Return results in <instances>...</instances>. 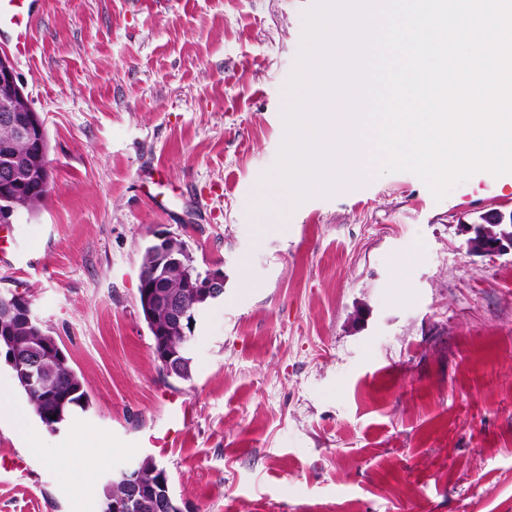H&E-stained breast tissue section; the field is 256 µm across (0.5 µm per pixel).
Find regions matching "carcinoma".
<instances>
[{
    "instance_id": "carcinoma-1",
    "label": "carcinoma",
    "mask_w": 512,
    "mask_h": 512,
    "mask_svg": "<svg viewBox=\"0 0 512 512\" xmlns=\"http://www.w3.org/2000/svg\"><path fill=\"white\" fill-rule=\"evenodd\" d=\"M49 189H39L31 195L18 200L20 211L32 214L48 195ZM481 223L475 225L469 239L477 246L484 247L504 238L512 239V217L509 222H501L495 212L480 215ZM7 324L12 328L9 336L0 335V350H5L8 362L17 386L26 395L35 415L45 427L54 432L66 421L76 407L85 409L89 396L81 377L70 365L55 336L38 325L34 329L25 321L13 316ZM153 341L154 353L165 349L181 355L183 364L175 372L174 378L187 381L192 377V357L185 347L192 343L193 337L181 336L175 330L157 333L166 326L163 316L155 320H146ZM56 419H51V416ZM144 482L157 490L167 500V512H182L175 498L169 476L164 467L147 456L139 462ZM102 512H112V504L128 496V486L123 477L118 476L104 484Z\"/></svg>"
}]
</instances>
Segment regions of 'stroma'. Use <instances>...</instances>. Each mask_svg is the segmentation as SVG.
Segmentation results:
<instances>
[{"instance_id":"obj_1","label":"stroma","mask_w":512,"mask_h":512,"mask_svg":"<svg viewBox=\"0 0 512 512\" xmlns=\"http://www.w3.org/2000/svg\"><path fill=\"white\" fill-rule=\"evenodd\" d=\"M314 0H46L17 71L44 123L49 193L0 248L90 398L59 431L0 422V512H101L153 457L182 512H512V254L465 225L512 212V174L434 200L383 174L288 217L251 212L285 136L284 89ZM223 297L190 380L163 379L139 299L155 232ZM189 406L174 447L171 399ZM92 465L61 481L71 449Z\"/></svg>"}]
</instances>
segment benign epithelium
Wrapping results in <instances>:
<instances>
[{"label":"benign epithelium","instance_id":"benign-epithelium-1","mask_svg":"<svg viewBox=\"0 0 512 512\" xmlns=\"http://www.w3.org/2000/svg\"><path fill=\"white\" fill-rule=\"evenodd\" d=\"M0 127L10 130L11 139L4 144L5 156L0 163V195L16 196L23 188L24 177L37 171L44 174L48 167V153L42 141L43 121L32 106L24 91L17 69L6 51L0 49ZM17 143L28 150L19 154L13 150ZM156 252L162 257V267L142 276L140 287L144 288L143 300L163 313L171 328H185L187 310L182 303V293L169 291L168 280L177 273L181 279L183 293L194 295L205 301L224 292V272L210 269L207 274L193 276L184 270L189 251L178 237L168 233L160 234L154 241ZM0 304L20 312L30 323L37 321L28 300L13 292H1ZM137 465L121 470L130 481L129 497L122 504L115 505V512H129L139 497L141 483L136 474Z\"/></svg>","mask_w":512,"mask_h":512}]
</instances>
